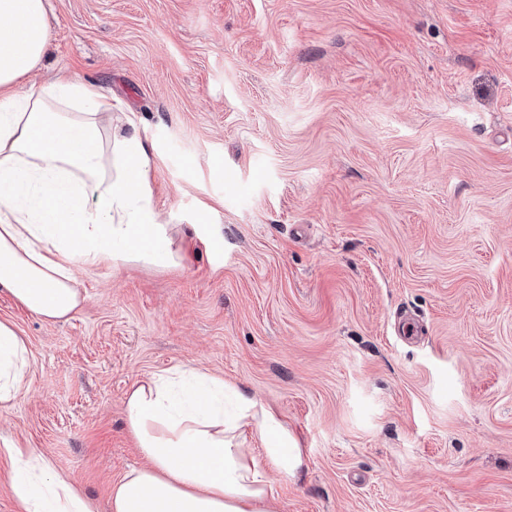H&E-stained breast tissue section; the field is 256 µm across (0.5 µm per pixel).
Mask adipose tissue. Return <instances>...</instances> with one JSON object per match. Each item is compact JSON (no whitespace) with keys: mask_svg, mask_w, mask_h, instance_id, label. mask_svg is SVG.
Returning a JSON list of instances; mask_svg holds the SVG:
<instances>
[{"mask_svg":"<svg viewBox=\"0 0 512 512\" xmlns=\"http://www.w3.org/2000/svg\"><path fill=\"white\" fill-rule=\"evenodd\" d=\"M50 0H0V292L50 322L69 319L86 293L76 264L182 260L148 190L152 159L139 127L111 128V98L58 77L24 79L40 66ZM25 340L0 321V408L27 388ZM195 367L148 375L124 400L127 430L148 464L112 489V512H278L269 469L290 477L303 460L263 402ZM255 437L259 449L246 447ZM14 468L18 512H98L35 448L0 449Z\"/></svg>","mask_w":512,"mask_h":512,"instance_id":"ef3b65f1","label":"adipose tissue"}]
</instances>
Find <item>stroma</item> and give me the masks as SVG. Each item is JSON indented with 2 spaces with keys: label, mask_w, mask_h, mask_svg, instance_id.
I'll return each mask as SVG.
<instances>
[{
  "label": "stroma",
  "mask_w": 512,
  "mask_h": 512,
  "mask_svg": "<svg viewBox=\"0 0 512 512\" xmlns=\"http://www.w3.org/2000/svg\"><path fill=\"white\" fill-rule=\"evenodd\" d=\"M50 3L30 81L139 125L190 250L78 266L66 322L0 293L30 359L0 437L110 512L127 390L195 366L287 422L280 512H512V0Z\"/></svg>",
  "instance_id": "1"
}]
</instances>
